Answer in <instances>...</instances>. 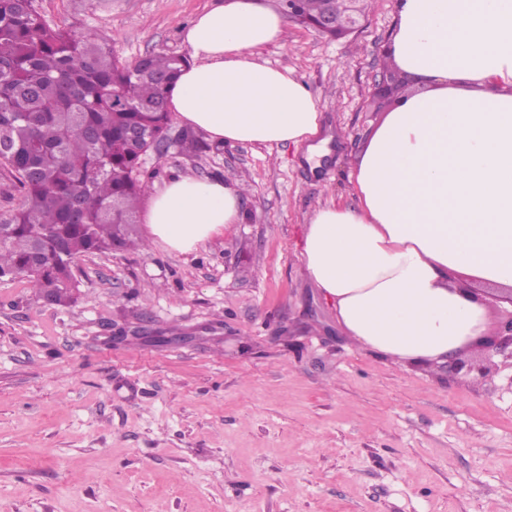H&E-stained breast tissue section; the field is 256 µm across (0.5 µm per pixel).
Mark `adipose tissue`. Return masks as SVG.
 Instances as JSON below:
<instances>
[{"mask_svg":"<svg viewBox=\"0 0 512 512\" xmlns=\"http://www.w3.org/2000/svg\"><path fill=\"white\" fill-rule=\"evenodd\" d=\"M286 27L263 0H217L183 34L192 61L168 90L171 111L214 141L323 156L318 102L255 57ZM387 59L417 87L369 137L356 205L312 213L302 259L360 347L442 364L488 333L471 285L512 295V0H398ZM243 199L238 184L174 176L149 197V237L197 249L241 222Z\"/></svg>","mask_w":512,"mask_h":512,"instance_id":"ef3b65f1","label":"adipose tissue"}]
</instances>
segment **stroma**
Masks as SVG:
<instances>
[{"mask_svg": "<svg viewBox=\"0 0 512 512\" xmlns=\"http://www.w3.org/2000/svg\"><path fill=\"white\" fill-rule=\"evenodd\" d=\"M216 0H35L55 28L121 60L187 54ZM397 0L331 40L288 23L259 61L292 70L338 128L332 155L210 142L148 153L170 177L236 182L242 221L198 249L159 243L76 262L73 303L0 280V512H512V358L485 374L395 364L357 346L303 269L322 204L357 202L356 161L390 103L374 95ZM149 318L151 337L113 327Z\"/></svg>", "mask_w": 512, "mask_h": 512, "instance_id": "obj_1", "label": "stroma"}]
</instances>
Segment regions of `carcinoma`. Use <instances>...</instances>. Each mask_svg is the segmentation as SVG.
Segmentation results:
<instances>
[{
  "label": "carcinoma",
  "instance_id": "1",
  "mask_svg": "<svg viewBox=\"0 0 512 512\" xmlns=\"http://www.w3.org/2000/svg\"><path fill=\"white\" fill-rule=\"evenodd\" d=\"M189 63L148 52L127 63L104 38L51 27L33 0H0L1 156L22 194L0 213V279H23L66 306L71 267L91 253L142 248V157L169 133L167 89ZM185 154L206 145L193 133Z\"/></svg>",
  "mask_w": 512,
  "mask_h": 512
}]
</instances>
